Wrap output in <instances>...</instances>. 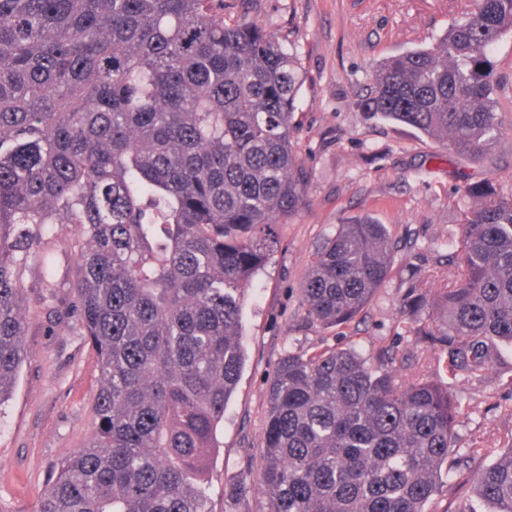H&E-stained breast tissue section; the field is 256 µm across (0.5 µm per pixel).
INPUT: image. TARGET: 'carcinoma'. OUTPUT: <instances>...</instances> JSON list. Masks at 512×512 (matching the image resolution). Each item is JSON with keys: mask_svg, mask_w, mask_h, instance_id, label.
<instances>
[{"mask_svg": "<svg viewBox=\"0 0 512 512\" xmlns=\"http://www.w3.org/2000/svg\"><path fill=\"white\" fill-rule=\"evenodd\" d=\"M512 0H477L428 48L387 58L358 106L490 163L501 139L493 46ZM304 77L265 27L224 0H0V407L25 360L28 268L41 287L77 255L74 308L101 385L85 448L58 463L37 512H210L205 473L245 364V286L276 219L304 203L291 146ZM464 192L459 282L442 371L481 377L512 344V197ZM78 228L71 239L68 225ZM386 225L358 217L315 254L301 297L322 326L351 322L388 276ZM398 355L286 352L267 392L262 512H427L461 401L396 379ZM512 512V448L471 477Z\"/></svg>", "mask_w": 512, "mask_h": 512, "instance_id": "1", "label": "carcinoma"}]
</instances>
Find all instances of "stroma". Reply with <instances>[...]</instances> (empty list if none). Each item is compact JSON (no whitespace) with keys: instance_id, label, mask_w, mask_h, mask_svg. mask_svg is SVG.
Returning <instances> with one entry per match:
<instances>
[{"instance_id":"35a3bbf8","label":"stroma","mask_w":512,"mask_h":512,"mask_svg":"<svg viewBox=\"0 0 512 512\" xmlns=\"http://www.w3.org/2000/svg\"><path fill=\"white\" fill-rule=\"evenodd\" d=\"M473 0H224V14L259 22L296 45L305 72L293 150L308 172L306 201L275 227L266 268L249 284L242 314L246 364L225 412L222 448L211 464V512H261L265 494L246 481L263 462L268 382L285 352L359 348L370 359L386 348L424 363L428 379L462 400L454 456L471 474L512 446V345H499L479 379L438 370L437 350L413 334L402 300L413 288L437 317L457 267L445 263L450 238L472 206L464 187L491 179L512 193V34L493 47L503 128L494 166L466 162L410 126L368 118L356 105L376 66L397 53L427 47ZM369 215L386 224L394 250L388 277L362 315L348 326L309 322L302 282L314 253L339 225ZM27 274L26 358L9 401L0 409V512H36L53 466L91 436L99 386L96 356L81 336L69 286L38 285ZM482 447V456L468 455Z\"/></svg>"}]
</instances>
